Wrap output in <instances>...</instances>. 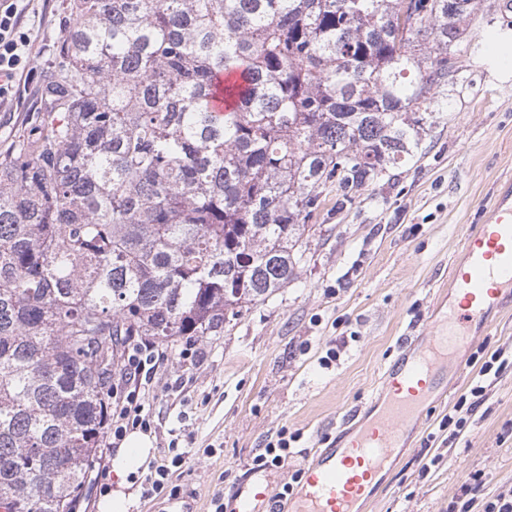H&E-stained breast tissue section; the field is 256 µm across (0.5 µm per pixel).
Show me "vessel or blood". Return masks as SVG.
<instances>
[{"label": "vessel or blood", "instance_id": "obj_1", "mask_svg": "<svg viewBox=\"0 0 512 512\" xmlns=\"http://www.w3.org/2000/svg\"><path fill=\"white\" fill-rule=\"evenodd\" d=\"M512 305V187L504 186L482 223L468 228L449 269L448 304L382 369L381 408L368 422L345 419L334 441L301 469L290 512H362L396 450L418 430L425 407L448 394V368L464 370L459 354L487 334L494 314ZM270 485L239 487L234 512H255L274 500Z\"/></svg>", "mask_w": 512, "mask_h": 512}]
</instances>
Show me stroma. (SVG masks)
Listing matches in <instances>:
<instances>
[{"label": "stroma", "mask_w": 512, "mask_h": 512, "mask_svg": "<svg viewBox=\"0 0 512 512\" xmlns=\"http://www.w3.org/2000/svg\"><path fill=\"white\" fill-rule=\"evenodd\" d=\"M68 3L18 4L32 51L0 108V147L26 135L36 118ZM457 65L469 86L440 94L419 161L341 209L335 184L322 185L296 279L219 335L199 338L196 363L182 361L181 343L169 345L165 380L145 399L153 459H164L173 439L193 454L172 469L171 496H144L148 467L128 473L126 512H173L178 505L215 512L250 475L253 458L285 431L295 436L288 465L260 472L282 489L297 462L365 409L401 337L447 299L448 269L465 232L499 184L512 180V67L479 68L463 57ZM498 348L512 355V309L467 350L469 367L449 377L447 401L424 414L420 433L400 449L363 512H448L475 474L478 502L512 487V364L486 380L485 401L458 443H449L445 426L478 373L477 356Z\"/></svg>", "instance_id": "stroma-1"}]
</instances>
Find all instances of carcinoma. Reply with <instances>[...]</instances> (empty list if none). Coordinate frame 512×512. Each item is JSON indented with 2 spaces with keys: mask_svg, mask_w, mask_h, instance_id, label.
<instances>
[{
  "mask_svg": "<svg viewBox=\"0 0 512 512\" xmlns=\"http://www.w3.org/2000/svg\"><path fill=\"white\" fill-rule=\"evenodd\" d=\"M70 0L0 151V509L76 512L134 336H215L298 274L317 188L419 152L475 0ZM236 106L210 107L219 76Z\"/></svg>",
  "mask_w": 512,
  "mask_h": 512,
  "instance_id": "obj_1",
  "label": "carcinoma"
}]
</instances>
